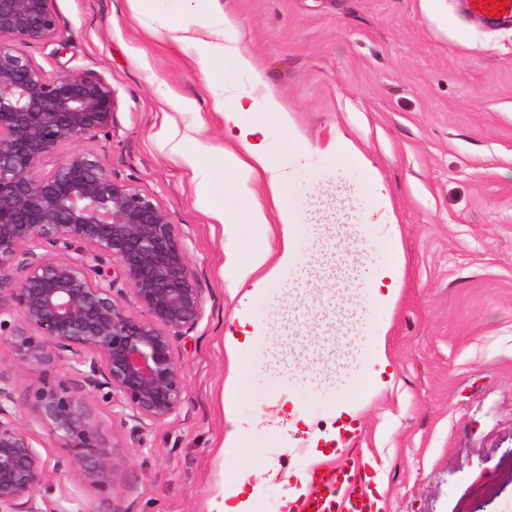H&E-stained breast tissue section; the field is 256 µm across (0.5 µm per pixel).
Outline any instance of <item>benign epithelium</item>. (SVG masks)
<instances>
[{"mask_svg": "<svg viewBox=\"0 0 512 512\" xmlns=\"http://www.w3.org/2000/svg\"><path fill=\"white\" fill-rule=\"evenodd\" d=\"M52 2L0 0V340L35 369L64 365L34 395L39 424L65 451L62 467L110 491L114 443L87 397L120 406L138 431L178 415L186 384L176 343L204 304L183 235L157 198L90 151L42 169L61 147L112 128L115 110L104 79L50 78L24 50L57 42ZM16 394L0 369V512H59L37 499L44 461Z\"/></svg>", "mask_w": 512, "mask_h": 512, "instance_id": "obj_1", "label": "benign epithelium"}]
</instances>
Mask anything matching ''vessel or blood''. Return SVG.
Masks as SVG:
<instances>
[{
  "label": "vessel or blood",
  "mask_w": 512,
  "mask_h": 512,
  "mask_svg": "<svg viewBox=\"0 0 512 512\" xmlns=\"http://www.w3.org/2000/svg\"><path fill=\"white\" fill-rule=\"evenodd\" d=\"M367 459L317 474L304 501L305 512H375V502L366 483L358 480Z\"/></svg>",
  "instance_id": "1"
}]
</instances>
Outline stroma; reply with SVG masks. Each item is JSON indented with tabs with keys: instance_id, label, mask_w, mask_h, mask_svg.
Segmentation results:
<instances>
[{
	"instance_id": "obj_1",
	"label": "stroma",
	"mask_w": 512,
	"mask_h": 512,
	"mask_svg": "<svg viewBox=\"0 0 512 512\" xmlns=\"http://www.w3.org/2000/svg\"><path fill=\"white\" fill-rule=\"evenodd\" d=\"M242 26L244 49L288 107L293 131L270 126L286 149L291 137L319 154L315 168L297 167L299 200L314 216L297 225L308 243L320 224L359 221L325 185L357 171L339 170L329 148L350 132L391 189L404 259L401 294L374 311L388 322L394 377L372 394L360 366L334 385L305 375L285 379L253 347L240 349L243 418L274 414L292 392L313 428L335 426L337 402L360 406L345 452L328 467L367 455L385 486L381 512H512V28H490L461 0H218ZM61 46L27 53L51 77L76 70L102 77L116 102L110 130L83 141L114 178L158 198L185 237L202 292L204 315L178 344L187 388L181 413L133 436L119 407L91 406L116 444L114 484L105 492L77 470L62 471L57 441L39 425L32 402L42 374L0 341V368L18 384L20 422L44 460L37 495L66 512H203L218 482L313 468L303 428L260 425L241 448L222 454L227 423L224 332L234 308L224 265L236 242L272 243L243 224L224 234L197 195L191 171L168 154L169 121L205 118V137L224 142L219 102L191 56L165 39L162 21L146 31L128 0H53ZM302 299L271 294L252 308L258 321L293 310L292 336L315 370L314 339L327 305L343 291L280 273Z\"/></svg>"
}]
</instances>
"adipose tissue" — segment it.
I'll list each match as a JSON object with an SVG mask.
<instances>
[{
	"instance_id": "ef3b65f1",
	"label": "adipose tissue",
	"mask_w": 512,
	"mask_h": 512,
	"mask_svg": "<svg viewBox=\"0 0 512 512\" xmlns=\"http://www.w3.org/2000/svg\"><path fill=\"white\" fill-rule=\"evenodd\" d=\"M132 17L142 26H150L156 16H163L168 39L182 49H193L196 62L207 87L225 99L224 145L215 147L200 137V127L173 129L167 139L169 154L200 174L219 157L225 175L230 176L229 189L246 208L214 207L210 213L217 223L229 228L240 224L276 225L277 247L252 245L240 249L229 278L237 298V308L230 327L224 333V351L228 360L224 379V413L230 425L224 436L225 448L239 447L243 434L253 423L235 414V401L242 390V373L237 352L255 347L265 352L273 368H282L281 336L272 328L257 322L252 315L253 302L279 284L281 269L313 262V254L303 252L294 236V227L307 219L304 207L293 197L294 186L289 172V159L312 158L308 147H300L294 155L275 150L268 141L267 125L286 127L290 116L276 91L257 70L251 56L242 48L244 32L236 19L217 14V0H128ZM232 69L249 74L251 87L239 89L233 83L221 82L220 72ZM332 153L341 166H354L363 173L360 198L369 203L364 223L374 230L356 247L365 254L380 250L388 259L374 275L360 282L365 310L392 306L401 291L402 265L396 254L398 230L392 212L390 190L378 176L360 145L346 134H338ZM373 338L364 370L373 391H381L392 378L387 351L388 326L373 322ZM261 486L242 474L231 485H218L207 497L204 512H255Z\"/></svg>"
}]
</instances>
